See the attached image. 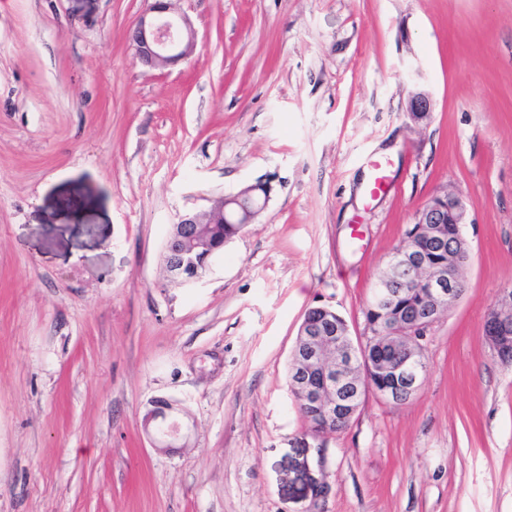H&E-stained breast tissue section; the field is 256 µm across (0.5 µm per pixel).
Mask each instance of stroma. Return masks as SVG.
Returning <instances> with one entry per match:
<instances>
[{
	"label": "stroma",
	"instance_id": "stroma-1",
	"mask_svg": "<svg viewBox=\"0 0 512 512\" xmlns=\"http://www.w3.org/2000/svg\"><path fill=\"white\" fill-rule=\"evenodd\" d=\"M148 5L0 0V512H512V362L484 335L512 289V0H172L196 48L162 70L126 40ZM259 180L258 221L170 280L179 215ZM446 191L471 253L420 390L310 437L305 313L363 339ZM159 400L172 448L144 428ZM432 108V98L426 89L417 88L411 92L409 112L414 121L426 119ZM371 170V177L368 185L372 197L384 194L389 187V176L387 175L386 164L381 159H371L368 162Z\"/></svg>",
	"mask_w": 512,
	"mask_h": 512
}]
</instances>
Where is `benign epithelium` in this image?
I'll return each mask as SVG.
<instances>
[{"label": "benign epithelium", "mask_w": 512, "mask_h": 512, "mask_svg": "<svg viewBox=\"0 0 512 512\" xmlns=\"http://www.w3.org/2000/svg\"><path fill=\"white\" fill-rule=\"evenodd\" d=\"M128 45L141 63L152 69H163L189 58L195 49V30L191 20L177 14L171 0H152L129 30ZM432 108L429 91L417 88L411 92L409 112L415 121L428 117ZM271 185L258 181L234 194L222 196L204 212L188 211L172 224L164 245V260L169 276L179 282L199 280L202 269L207 267L216 248L200 233L198 225L215 216L225 224H252L266 209L271 197ZM416 223L424 228L429 238H439L441 224L466 223V207L452 194L433 197L419 212ZM461 251L448 248V262H438L432 267L419 257L407 261L400 255L390 265L391 273L383 278L391 283L402 268L411 275L424 274L426 284L423 299L416 317L409 323L410 334L397 331L401 312L394 311L393 289L371 295V309L383 317L380 329L367 325L368 336L354 343L348 327L329 331L313 321L302 323L297 342L301 346L299 356L305 367L293 374L291 389L300 402L318 410L317 423L311 435L320 437L331 432V427L346 428L359 408L361 397L369 390L382 399L404 404L420 389L426 374L423 360L427 333L442 314L459 299L457 288L459 256ZM485 336L501 359L512 357V289L503 291L498 306L487 316ZM413 346L408 355H399L382 367H377L372 356L387 349L401 350ZM385 378L386 384L377 388L371 384V375ZM156 411L145 422L151 428V436L157 448L172 447L169 438L180 431L175 421L154 428L150 424L166 419V410Z\"/></svg>", "instance_id": "benign-epithelium-1"}]
</instances>
